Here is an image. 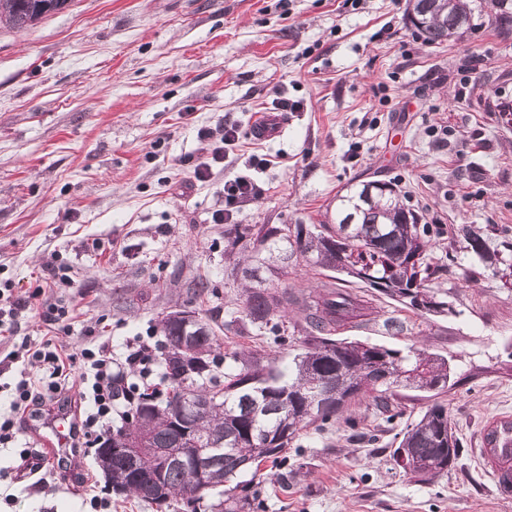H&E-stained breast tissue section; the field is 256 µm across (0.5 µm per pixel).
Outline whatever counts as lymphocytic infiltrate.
Returning a JSON list of instances; mask_svg holds the SVG:
<instances>
[{
  "mask_svg": "<svg viewBox=\"0 0 512 512\" xmlns=\"http://www.w3.org/2000/svg\"><path fill=\"white\" fill-rule=\"evenodd\" d=\"M150 345L147 340H138L133 351L125 360L112 356L108 343L81 350L72 355L50 348L49 344L33 345L22 340L11 358L24 357L34 369L33 374L20 378L10 393L9 411L0 414V443L15 436L18 415L32 410L33 407L46 405L52 395L62 390L75 360H82L83 371L80 375L82 389L79 401L84 405V417L81 428L85 435L104 437L112 429L113 420L120 410L112 401V378L116 373L137 371L139 379H146L153 373V363L148 356Z\"/></svg>",
  "mask_w": 512,
  "mask_h": 512,
  "instance_id": "obj_1",
  "label": "lymphocytic infiltrate"
}]
</instances>
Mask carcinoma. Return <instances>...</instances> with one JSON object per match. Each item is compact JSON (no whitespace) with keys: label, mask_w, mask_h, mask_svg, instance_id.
<instances>
[{"label":"carcinoma","mask_w":512,"mask_h":512,"mask_svg":"<svg viewBox=\"0 0 512 512\" xmlns=\"http://www.w3.org/2000/svg\"><path fill=\"white\" fill-rule=\"evenodd\" d=\"M69 0H0V24L24 30L47 15L66 7ZM406 11L418 20L416 29L428 44L460 39L473 27L469 0H408ZM427 227L401 204L394 184L379 187L368 181L338 197L332 224H234L224 253L237 255L234 269L241 271L242 296L248 329L271 334L281 331L279 320L288 308L303 314L301 352L292 365L281 369L266 354L254 350L221 352V343L210 323L196 317L190 330L174 319L179 310L159 320L164 341L159 357L164 366L160 382L165 390L149 389L132 378L113 379L117 405L125 410L112 426V435L145 430L154 448L208 449L210 469L206 488L197 499L201 512H259L260 491L238 496L237 478L250 471L257 476L260 464L270 461L288 468L284 448L311 425L344 422L351 426L353 404L371 399L385 422L403 418L396 401L399 388L438 396L448 391V359L411 345L407 351L360 340L346 339L333 347L323 339L353 319L375 314L363 296L336 286L326 289H280V308H270L267 289L254 286L266 261L275 255L284 267L303 260L308 265L342 273L373 288L401 305L444 304L432 286L446 265L433 263V244ZM466 249L485 264L499 262L483 234L470 225L453 230ZM331 384V394L317 397L315 389ZM187 389L206 407L180 418V390ZM395 451L410 453L418 463L411 477L430 482L448 472L459 455L448 408L435 402L416 421L400 431ZM112 491L134 495L158 508L182 502L193 485L192 473L175 463L160 467L145 453L131 470L121 458L111 461Z\"/></svg>","instance_id":"obj_1"}]
</instances>
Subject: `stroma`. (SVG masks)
I'll return each mask as SVG.
<instances>
[{"label": "stroma", "instance_id": "obj_1", "mask_svg": "<svg viewBox=\"0 0 512 512\" xmlns=\"http://www.w3.org/2000/svg\"><path fill=\"white\" fill-rule=\"evenodd\" d=\"M407 0H71L16 32L0 26V282L17 299L68 268L54 289L72 300L69 330L24 312L17 334L0 333V385L28 365L9 359L22 338L75 348L109 341L124 358L137 336H157L161 316L197 310L223 349H261L291 361L299 348L271 334L237 335L245 319L239 284L227 276L224 181L246 178L261 194L241 224H319L341 190L394 182L406 208L429 225L437 263L457 257L437 284L452 307L420 315L382 294L405 332L346 324L340 338L394 349L423 343L451 359L443 396L462 442L448 474L417 482L396 469L397 441L359 405L357 430L306 428L286 448L288 469L263 480L264 512H512L476 448L486 417L512 413V128L489 106L512 99V25L488 6L461 39L423 42L405 19ZM482 65L461 77L471 56ZM284 113L280 137L250 136L256 111ZM234 123L239 144L209 180L193 170L210 140ZM274 156L253 167V148ZM481 228L500 260L489 266L453 239ZM207 281L204 295L191 287ZM28 412L16 441L0 445V512H89L88 488L110 512H157L113 494L81 445L78 473L21 464L39 442Z\"/></svg>", "mask_w": 512, "mask_h": 512}]
</instances>
